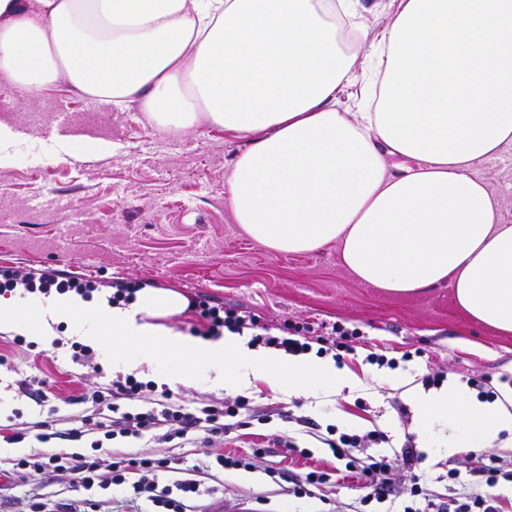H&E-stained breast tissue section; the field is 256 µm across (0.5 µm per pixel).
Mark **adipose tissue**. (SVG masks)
Wrapping results in <instances>:
<instances>
[{
  "label": "adipose tissue",
  "instance_id": "adipose-tissue-1",
  "mask_svg": "<svg viewBox=\"0 0 512 512\" xmlns=\"http://www.w3.org/2000/svg\"><path fill=\"white\" fill-rule=\"evenodd\" d=\"M360 0H0V79L36 95L66 78L106 103L139 101L174 132L207 121L244 138L228 205L266 248L337 245L362 283L413 293L450 282L476 321L512 334V224L500 223L473 161L512 144V0H398L373 47L379 89L368 112L337 93L359 56L337 42V15L361 25ZM400 156L404 165L391 167ZM187 299L144 288L126 305L53 294L0 298V330L48 341L59 323L111 349L112 369L197 365L238 390L264 376L289 392H339L351 374L310 354L288 358L247 338L167 325ZM421 420L450 419L474 447L512 433V390L484 403L451 386L415 398Z\"/></svg>",
  "mask_w": 512,
  "mask_h": 512
}]
</instances>
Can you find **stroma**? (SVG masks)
Masks as SVG:
<instances>
[{"label":"stroma","instance_id":"1","mask_svg":"<svg viewBox=\"0 0 512 512\" xmlns=\"http://www.w3.org/2000/svg\"><path fill=\"white\" fill-rule=\"evenodd\" d=\"M0 101L18 134L7 159L0 161V296L32 300L24 279L61 272L108 299L113 281L122 278L189 299L204 295L277 323L337 322L361 333L355 354L343 361L356 383L338 394H291L263 378L237 394L214 387L204 369L186 386L177 382L178 366L171 361L142 374V381L172 390L189 407L239 395L250 401L249 425L212 443L111 440V447L130 454L179 458L178 470L160 473L159 483L199 482V494L186 512H358L365 490L352 476L334 477L308 497L293 494L310 460L300 457V449L330 459V450L318 440L330 425L340 433L381 430L396 447L410 433L424 455L414 467L394 461L391 502L371 503L367 512H403L413 502L415 472L426 475L437 503L450 501L458 490L448 478L449 468L472 482L480 458L466 444L449 451V441L458 437L456 425L445 419L420 421L407 391L437 371L459 384L488 374L494 389L505 388L506 378H512V334L473 321L455 305L450 283L390 293L352 277L337 246L289 255L250 239L235 223L225 193L230 165L247 143L223 128L204 121L174 134L150 122L138 102L103 103L70 91L63 82L25 99L0 81ZM61 103L69 113L68 135L55 130ZM84 137L110 143L111 152L82 149L77 141ZM471 171L486 181L501 222L512 224V145L474 161ZM65 199L70 202L66 208L61 205ZM56 331L57 344L32 347L16 345L13 333L0 331V425L15 415L28 427L45 419V412L18 390L20 381L37 379L51 397L60 433L46 443L31 433L14 444L0 438L2 469L43 449L91 452L92 436L67 444L61 435L96 413V406L80 396L112 381V355L97 349L94 368L75 364L74 327L62 324ZM372 352L395 359V367L368 363ZM288 411L304 417V424L284 422L281 415ZM288 441L298 453L286 452ZM255 448L263 449L262 457L252 456ZM222 451L249 456L251 468L215 465ZM203 461L212 463L211 471H197ZM37 502L66 504L72 512H144L146 507L131 489L87 491L52 471L0 491V512H35Z\"/></svg>","mask_w":512,"mask_h":512}]
</instances>
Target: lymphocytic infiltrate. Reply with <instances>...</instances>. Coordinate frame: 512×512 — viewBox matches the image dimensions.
Here are the masks:
<instances>
[{
	"label": "lymphocytic infiltrate",
	"instance_id": "1",
	"mask_svg": "<svg viewBox=\"0 0 512 512\" xmlns=\"http://www.w3.org/2000/svg\"><path fill=\"white\" fill-rule=\"evenodd\" d=\"M192 306L203 322L206 333L212 337L222 332L233 334L251 333V345H265L284 351L290 355L317 351L318 355H332L335 362H342L346 355L355 351L353 346L356 333L338 323L320 324L313 328L309 325L283 322L276 324L262 320L255 313L238 308H224L213 305L210 298H194ZM156 391L153 383L138 381L134 376L120 377L111 384L99 388L92 394L95 404L105 405L108 414L98 421L84 420L81 427L70 430L66 438L70 441L81 440L90 433H103V440L94 441L92 447L102 450L104 440L118 437L140 439L156 430H163L165 440L185 439L196 433L208 436H220L228 432L229 419L241 416L247 410L249 400L240 396L231 403H206L195 409H187L173 401L170 391H162L153 407L142 411L122 410L121 401H140ZM388 435L380 430H370L364 434L343 433L333 437L320 436L319 441L330 448L333 457L344 464V471L364 478L367 500L384 502L392 496V464L385 455H361V448L371 444L388 442ZM70 476L73 484L85 490L99 487L131 485L138 497L144 498L158 512H185L186 498L198 494L199 486L192 480H181L174 487L160 486L158 478L161 472L170 470L172 461L168 458L118 456L111 464L109 475L99 471L100 460L77 452L58 450L39 458L32 454L16 459L8 477L23 480L45 466ZM486 486L485 492L472 493L461 489L452 501L451 508H438L429 499V490L422 475L412 477L410 493L423 499L421 507H405L404 512H502L500 495L493 489L499 484L501 469L496 459L479 471Z\"/></svg>",
	"mask_w": 512,
	"mask_h": 512
}]
</instances>
